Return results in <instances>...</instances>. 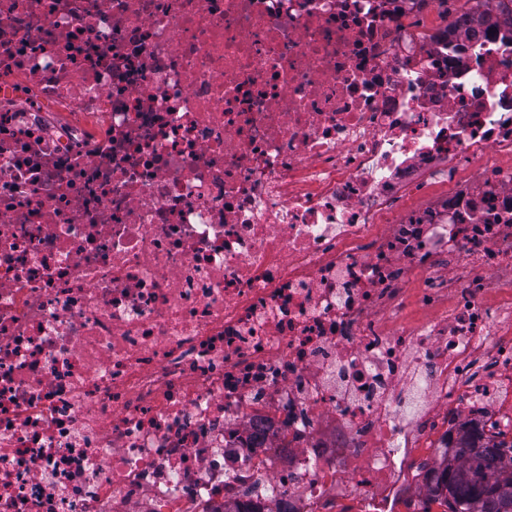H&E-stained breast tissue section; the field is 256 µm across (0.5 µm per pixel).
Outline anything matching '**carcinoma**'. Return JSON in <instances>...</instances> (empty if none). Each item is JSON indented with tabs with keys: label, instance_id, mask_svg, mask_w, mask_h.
<instances>
[{
	"label": "carcinoma",
	"instance_id": "cac0c4a2",
	"mask_svg": "<svg viewBox=\"0 0 512 512\" xmlns=\"http://www.w3.org/2000/svg\"><path fill=\"white\" fill-rule=\"evenodd\" d=\"M444 512H512V443L466 430L430 470L424 507Z\"/></svg>",
	"mask_w": 512,
	"mask_h": 512
}]
</instances>
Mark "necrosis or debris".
Wrapping results in <instances>:
<instances>
[{"label":"necrosis or debris","mask_w":512,"mask_h":512,"mask_svg":"<svg viewBox=\"0 0 512 512\" xmlns=\"http://www.w3.org/2000/svg\"><path fill=\"white\" fill-rule=\"evenodd\" d=\"M425 7L0 0V512H402L512 429V6ZM492 0H476L488 5ZM428 9L422 13H416L411 20L414 29L418 32H426L433 28L445 25L448 15L464 13L476 8L475 0H430ZM474 167L475 165L472 163H460L457 166L456 179L453 180L443 177L428 178L420 190L404 197L403 206L405 208L418 207L425 204L432 195L446 193L456 185L457 181L471 177Z\"/></svg>","instance_id":"4bbe7bcc"}]
</instances>
